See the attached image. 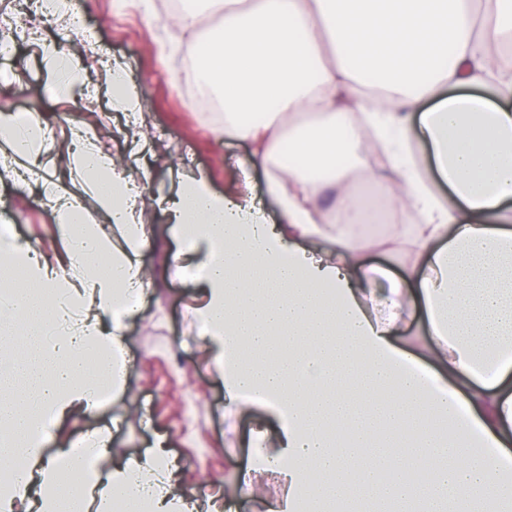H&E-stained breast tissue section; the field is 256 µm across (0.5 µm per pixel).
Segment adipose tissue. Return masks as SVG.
Listing matches in <instances>:
<instances>
[{
	"label": "adipose tissue",
	"instance_id": "1",
	"mask_svg": "<svg viewBox=\"0 0 512 512\" xmlns=\"http://www.w3.org/2000/svg\"><path fill=\"white\" fill-rule=\"evenodd\" d=\"M223 27L207 41L193 76L223 94L215 136L245 142L265 173L281 225L251 195L216 193L197 175L169 202L175 236L195 265L176 264L202 286L194 315L224 369L226 408L260 401L278 420L277 478L295 501L333 512H512V67L493 65L512 46V0H205ZM53 92L78 98L82 61L42 46ZM382 93H372L377 76ZM66 167L94 192L121 243L88 220L62 182L47 189L63 258L50 263L19 238L0 260L21 263L6 301L15 340L30 359L22 383L0 381V462L21 460L0 489V512H77L125 499L132 512H198L178 492L166 439L147 455L105 471L104 434L85 457L45 458V418L98 405L126 369L124 318L138 310L148 246L134 187L95 132L77 125ZM0 141L31 157L52 150L39 121L0 114ZM426 144L450 199L422 177L409 147ZM388 153L379 179L392 200L423 216L405 224L401 280L377 287L360 257L362 203L349 173ZM336 194L341 223L317 220ZM330 238L320 254L295 240ZM428 338L401 342L414 304ZM448 370L408 368L418 351ZM455 401L449 417L444 400ZM348 436L337 446L336 432ZM428 473L417 496L414 469Z\"/></svg>",
	"mask_w": 512,
	"mask_h": 512
}]
</instances>
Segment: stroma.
<instances>
[{"mask_svg":"<svg viewBox=\"0 0 512 512\" xmlns=\"http://www.w3.org/2000/svg\"><path fill=\"white\" fill-rule=\"evenodd\" d=\"M79 4L87 32L125 66L140 92L146 143H136L125 115L112 111L106 70L80 36L69 39L66 47L84 61L85 78L95 90V111L73 108L54 97L37 43L23 39L15 61L0 60V83L11 88L10 94L0 96V113L39 118L52 126L60 146L68 139V125L57 121V114L93 127L111 140L116 160L134 178H146L156 195H176L181 182L200 170L208 173L219 193L263 194L261 171H254L248 184L239 174L240 165L248 160V147L229 135L214 137L196 105L174 87L171 78L181 56L159 51L167 28L174 25L173 15L146 11L139 0H130L119 13L113 11L112 0H79ZM26 165L25 157L0 147V224L15 225L16 237L37 243L48 258L59 247L55 215L50 201L32 205L36 184L13 179V171ZM143 220L150 229V245L142 256L148 287L139 313L124 322L123 389L102 402L96 413L58 421L45 454L53 456L107 426L109 454L101 465L109 468L143 454L163 436L179 464L178 485L186 500L204 502L203 489L213 484L221 490L219 500L226 512H269L285 497L283 485L254 471L257 490L248 498L239 490L236 473L253 461L255 453L276 455L279 425L258 405L226 412L224 378L193 316L200 286L171 272V257L180 242L172 233L170 216L162 206L151 205L144 208Z\"/></svg>","mask_w":512,"mask_h":512,"instance_id":"stroma-1","label":"stroma"}]
</instances>
